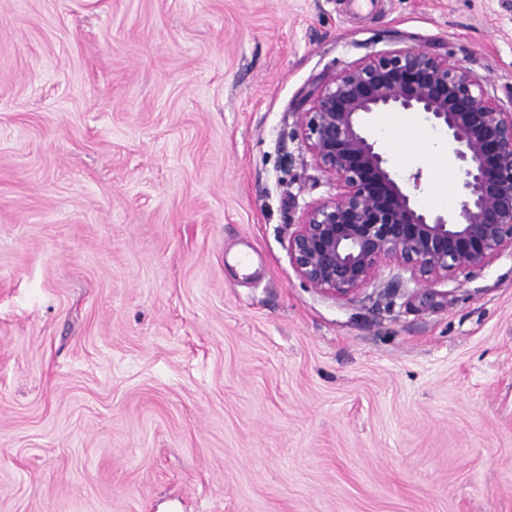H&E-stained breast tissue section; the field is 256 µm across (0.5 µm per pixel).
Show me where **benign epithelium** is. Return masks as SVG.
Here are the masks:
<instances>
[{"label": "benign epithelium", "instance_id": "1", "mask_svg": "<svg viewBox=\"0 0 512 512\" xmlns=\"http://www.w3.org/2000/svg\"><path fill=\"white\" fill-rule=\"evenodd\" d=\"M383 112L422 115L458 162L459 209L418 200L421 172L398 176L373 135ZM304 164L335 190L288 224V257L309 288L352 301L387 264L434 284L512 257V107L460 61L421 48L372 51L316 78L292 113Z\"/></svg>", "mask_w": 512, "mask_h": 512}]
</instances>
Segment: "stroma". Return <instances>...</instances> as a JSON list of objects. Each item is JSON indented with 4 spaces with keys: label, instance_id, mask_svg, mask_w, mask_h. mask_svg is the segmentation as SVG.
Wrapping results in <instances>:
<instances>
[{
    "label": "stroma",
    "instance_id": "35a3bbf8",
    "mask_svg": "<svg viewBox=\"0 0 512 512\" xmlns=\"http://www.w3.org/2000/svg\"><path fill=\"white\" fill-rule=\"evenodd\" d=\"M405 46L512 96V0H0V512H512V259L288 260L294 103Z\"/></svg>",
    "mask_w": 512,
    "mask_h": 512
}]
</instances>
